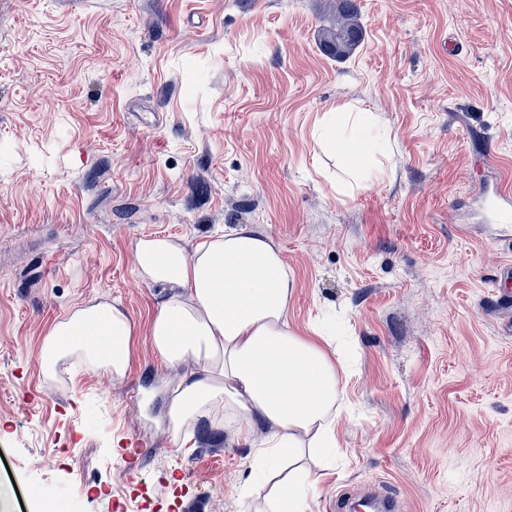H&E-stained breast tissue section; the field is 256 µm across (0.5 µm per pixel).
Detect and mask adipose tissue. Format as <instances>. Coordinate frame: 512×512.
<instances>
[{"label":"adipose tissue","instance_id":"ef3b65f1","mask_svg":"<svg viewBox=\"0 0 512 512\" xmlns=\"http://www.w3.org/2000/svg\"><path fill=\"white\" fill-rule=\"evenodd\" d=\"M136 259L143 281L170 289L150 324L158 353L169 364H194L168 408L174 436L201 418L218 431L237 423L242 434L270 423L274 431L252 464L257 473L301 461L303 446L333 443L336 366L320 344L289 329L291 281L273 240L243 224L190 252L168 238L146 239ZM132 336L119 306H75L48 332L42 370L52 375L75 360L125 375Z\"/></svg>","mask_w":512,"mask_h":512}]
</instances>
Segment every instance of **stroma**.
Listing matches in <instances>:
<instances>
[{
	"mask_svg": "<svg viewBox=\"0 0 512 512\" xmlns=\"http://www.w3.org/2000/svg\"><path fill=\"white\" fill-rule=\"evenodd\" d=\"M363 42L322 53L335 0H0V491L8 512H258L259 442L176 439L186 371L149 335L165 294L141 240L186 251L252 225L292 281L288 325L343 355L335 447L304 451L308 512L346 489L401 512H512V235L473 192L512 186V0H359ZM366 146L345 164L346 115ZM108 301L124 376L47 379L45 334ZM48 489L32 503L25 486Z\"/></svg>",
	"mask_w": 512,
	"mask_h": 512,
	"instance_id": "stroma-1",
	"label": "stroma"
}]
</instances>
